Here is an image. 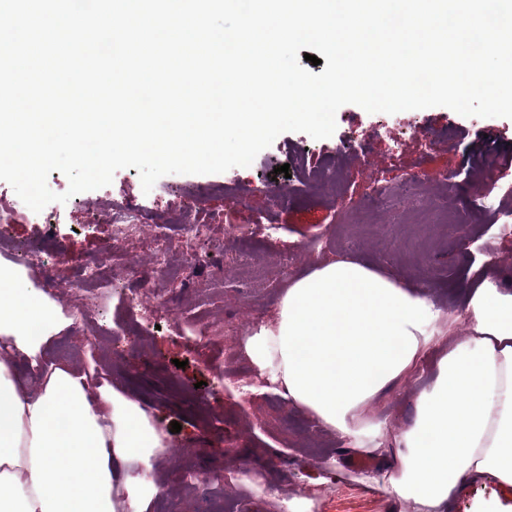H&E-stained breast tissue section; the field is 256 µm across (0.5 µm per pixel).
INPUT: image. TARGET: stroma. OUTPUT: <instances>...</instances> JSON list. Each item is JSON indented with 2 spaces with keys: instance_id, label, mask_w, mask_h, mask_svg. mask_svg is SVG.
I'll use <instances>...</instances> for the list:
<instances>
[{
  "instance_id": "obj_1",
  "label": "stroma",
  "mask_w": 512,
  "mask_h": 512,
  "mask_svg": "<svg viewBox=\"0 0 512 512\" xmlns=\"http://www.w3.org/2000/svg\"><path fill=\"white\" fill-rule=\"evenodd\" d=\"M512 149V118L464 117L446 107L369 113L340 107L336 130L316 140L285 132L247 167L220 174H170L143 192L136 168L118 170L110 185L51 203L10 224L13 242L40 240L53 257L65 314L94 312L100 342L80 356L84 335L66 328L53 339L50 360L78 359L89 375L116 370L125 395L148 410L168 447L156 469L165 484L146 512H414L366 472H381L387 452L368 457L325 429L307 411L270 389L247 394L241 379L252 360L235 345L254 333V317L271 321L289 282L328 257L377 265L420 290L442 311L423 359L362 407L376 442L396 447L413 415V400L432 381L442 355L468 334L464 294L486 263L512 289V169H481L475 154L483 137ZM288 166L281 174L280 166ZM483 186L482 200L473 189ZM202 202H195L199 190ZM130 203L155 223L200 221L208 236L193 242L196 261L168 279L161 293L168 312L149 317L133 308V270L153 261L145 246L117 265L112 285L74 290L73 259H92L112 247L106 214ZM99 213L91 221V213ZM265 224L272 236L228 242L224 218ZM180 432H172V423ZM218 473L222 482L206 483ZM262 484L265 495L254 486ZM511 506L512 492L492 478L467 480L448 512H488Z\"/></svg>"
}]
</instances>
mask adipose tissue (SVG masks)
<instances>
[{"instance_id":"adipose-tissue-1","label":"adipose tissue","mask_w":512,"mask_h":512,"mask_svg":"<svg viewBox=\"0 0 512 512\" xmlns=\"http://www.w3.org/2000/svg\"><path fill=\"white\" fill-rule=\"evenodd\" d=\"M465 305L466 341L440 358L416 398L390 469L364 478L418 512H446L470 476L512 488V292L494 264L469 285ZM441 315L414 287L339 258L294 279L275 320L243 348L258 367L275 364L290 405L377 455L359 411L417 364ZM68 324L23 268L0 270V512H145L163 491L155 465L167 442L120 382L92 403L79 368L50 364L34 387L15 371L16 356L40 360Z\"/></svg>"}]
</instances>
